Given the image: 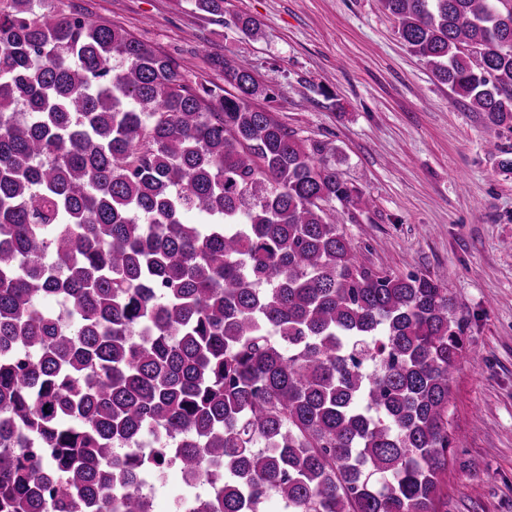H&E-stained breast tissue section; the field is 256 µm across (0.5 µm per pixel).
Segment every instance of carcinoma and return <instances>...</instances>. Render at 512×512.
<instances>
[{
  "mask_svg": "<svg viewBox=\"0 0 512 512\" xmlns=\"http://www.w3.org/2000/svg\"><path fill=\"white\" fill-rule=\"evenodd\" d=\"M43 2L0 0V512H152L170 467L193 512H440L448 288L366 264L334 212L368 200L245 64L191 86ZM379 3L512 173V0Z\"/></svg>",
  "mask_w": 512,
  "mask_h": 512,
  "instance_id": "carcinoma-1",
  "label": "carcinoma"
}]
</instances>
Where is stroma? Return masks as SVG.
<instances>
[{
	"label": "stroma",
	"mask_w": 512,
	"mask_h": 512,
	"mask_svg": "<svg viewBox=\"0 0 512 512\" xmlns=\"http://www.w3.org/2000/svg\"><path fill=\"white\" fill-rule=\"evenodd\" d=\"M64 2L149 44L188 83H223L225 60L245 63L266 90L256 108L334 147L341 178L371 201L343 216L352 247L376 269L440 279L466 324L448 512H512V173L379 0H226L220 19L194 0ZM238 14L260 22L258 36L236 28Z\"/></svg>",
	"instance_id": "1"
}]
</instances>
